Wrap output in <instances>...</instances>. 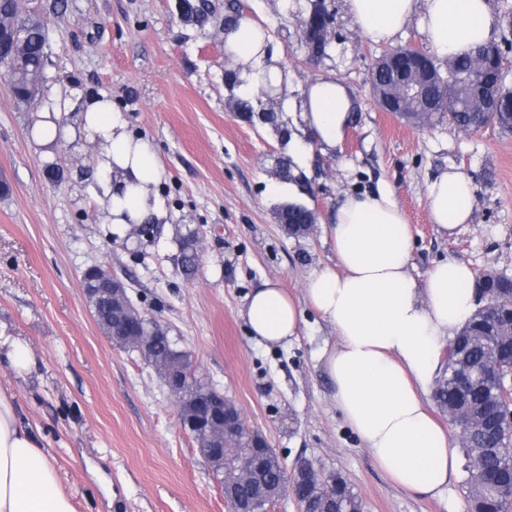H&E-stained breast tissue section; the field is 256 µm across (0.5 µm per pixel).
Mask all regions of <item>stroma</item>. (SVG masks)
I'll return each mask as SVG.
<instances>
[{
    "mask_svg": "<svg viewBox=\"0 0 512 512\" xmlns=\"http://www.w3.org/2000/svg\"><path fill=\"white\" fill-rule=\"evenodd\" d=\"M245 2L288 70L291 140L305 138L299 103L314 81L347 88L354 110L336 148L290 151L234 112L223 42L181 21L176 0H68L66 11L50 15L41 111L107 94L163 165L158 192L168 221L140 241H121L106 224L89 197L95 180L84 157L63 143L44 159L30 139L31 111L17 106L0 75V388L13 395L77 512H229L161 376L96 324L80 278L101 265L141 313L168 325L195 375L233 401L285 466L302 457L341 473L365 512H468L462 482L444 498L406 492L362 448L318 359L334 332L314 311L299 340L267 348L249 336L241 309L265 280L298 297L311 275L335 267L327 224L346 195L379 187L407 217L416 282L449 259L512 277V132L465 133L444 114L417 128L379 109L375 61L393 45L429 49L420 18L392 44H377L341 7L348 39L313 68L298 0ZM285 153L300 182L274 176ZM450 167L471 178L475 207L470 223L448 235L431 220L426 186ZM288 203L315 211L313 234L288 235L279 220ZM177 224L206 234L190 279L178 262ZM16 341L31 351L27 367L8 357Z\"/></svg>",
    "mask_w": 512,
    "mask_h": 512,
    "instance_id": "1",
    "label": "stroma"
}]
</instances>
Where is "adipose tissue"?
<instances>
[{"label":"adipose tissue","mask_w":512,"mask_h":512,"mask_svg":"<svg viewBox=\"0 0 512 512\" xmlns=\"http://www.w3.org/2000/svg\"><path fill=\"white\" fill-rule=\"evenodd\" d=\"M348 6L360 33L375 43L393 41L418 13L431 47L443 57L491 37L488 0H348ZM267 37L262 23L247 15L225 37L224 51L239 67L241 96L264 80L278 86L287 80L270 61ZM307 98L306 127L320 143L335 146L350 120L351 97L328 78L315 81ZM31 137L48 152L80 137L95 145L94 192L117 234L166 219L155 191L162 165L108 96L86 99L72 124L57 114L37 113ZM426 201L433 223L450 232L470 222L474 189L466 175L450 169L428 183ZM329 234L338 270L313 274L299 299L275 279L253 289L242 310L248 332L266 346L295 341L306 308H313L335 333L320 359L346 423L396 486L443 495L459 476L462 450L455 430L434 417L430 397L449 343L477 309L473 273L466 263L449 260L416 283L408 269L409 226L385 190L346 196ZM0 512H75L57 469L2 391Z\"/></svg>","instance_id":"ef3b65f1"}]
</instances>
